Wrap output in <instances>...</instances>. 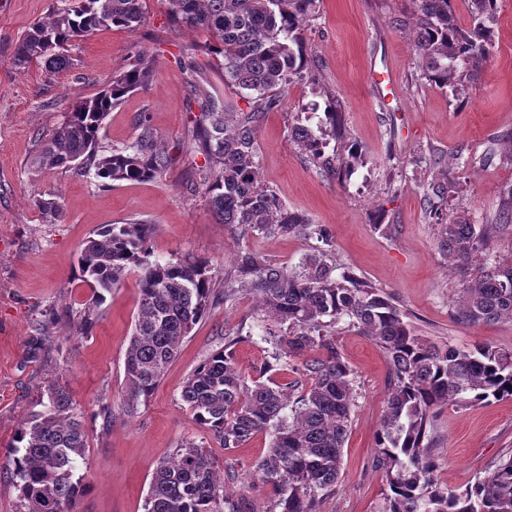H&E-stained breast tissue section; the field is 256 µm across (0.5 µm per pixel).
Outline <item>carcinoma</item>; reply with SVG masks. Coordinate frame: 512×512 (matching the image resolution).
Listing matches in <instances>:
<instances>
[{"label": "carcinoma", "instance_id": "cac0c4a2", "mask_svg": "<svg viewBox=\"0 0 512 512\" xmlns=\"http://www.w3.org/2000/svg\"><path fill=\"white\" fill-rule=\"evenodd\" d=\"M413 49L425 77L439 88L458 92L474 80L495 41L498 0H465L472 24L458 25L451 0H412ZM319 0H167L174 29H202L215 44L191 46L198 53L224 57V82L246 91L248 110L206 87L194 88L200 118L190 150L204 156L198 167L208 206L220 223L242 232L292 237L317 234L303 212L290 210L261 180L257 133L267 112L285 99L288 85L303 76L308 61L303 31ZM146 22V0H65L47 19L18 41L14 62L41 63L56 73L70 65L68 46L103 29L137 30ZM154 57L136 54L112 74L93 98L75 101L60 125L31 160L36 169L64 167L91 175L98 185L162 177L173 158L143 115L136 118V140L109 153L99 143L103 121L131 91L149 81ZM329 130L291 128V140L323 170L351 174L361 157L351 149L338 164L325 155L327 137L342 133L336 110ZM45 224L64 213L62 197H33ZM512 226V195L495 222L471 224L462 215L439 223V249L459 275L456 317L467 324L512 321V261L491 260L490 244ZM151 225L142 221L107 224L87 238L77 257L83 281L103 301L132 268L138 310L124 360V405L134 413L162 381L185 337L209 307L241 289L258 299L255 318H271L285 330L268 329L274 359L302 360L310 379L299 396L288 385L248 382L237 368L231 339L213 351L186 378L181 400L200 425L223 444L239 448L257 434L270 437L256 473L280 512H321L339 482L354 401L352 370L336 345L333 328L344 317L371 337L388 363L386 410L375 436V465L385 473L389 493L381 512H512V455L463 490L442 486L436 477L428 429L438 407L512 398V351L490 345L440 349L415 328L382 292L336 266L319 250L289 270L256 252L241 256L224 276V292L211 288L209 263L188 257L161 263L149 259ZM43 410L23 423L12 446L11 476L25 512H74L84 491L76 475L85 458L87 434L66 390L48 383ZM261 512L246 498H228L210 454L185 442L152 473L145 512Z\"/></svg>", "mask_w": 512, "mask_h": 512}]
</instances>
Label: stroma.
<instances>
[{"mask_svg":"<svg viewBox=\"0 0 512 512\" xmlns=\"http://www.w3.org/2000/svg\"><path fill=\"white\" fill-rule=\"evenodd\" d=\"M63 0H0V512H24L8 463L21 423L39 411L47 385L65 384L81 410L88 448L79 467L88 491L75 512H144L154 467L186 441L211 453L230 496L245 495L270 506V491L255 474L269 438L224 449L196 423L180 399L187 376L228 336L238 337L236 361L248 380L292 383L309 379L298 361L270 364L272 347L261 340L252 318V295L238 293L213 305L193 326L162 382L136 413L124 407V359L137 314V271L97 301L83 282L76 256L83 242L105 224L147 220L152 259L185 257L211 261L212 281L249 252L292 269L326 248L338 271L350 272L381 290L407 316L419 336L440 347L489 344L512 351V322L466 325L455 316L451 295L458 282L438 247L437 224L426 196L448 181V213L487 224L512 194V161L482 164V155L512 135V0H499V36L464 100L424 77L408 35L411 0H320L304 32L313 78L294 80L284 104L269 112L257 135L264 186L289 209L326 228L317 237L242 235L219 223L208 207L196 170L202 157L187 153L199 109L194 86L236 98L224 82L222 56L193 54L206 34L168 24L166 0H147V20L130 33L99 31L73 41L72 65L49 74L43 65L17 66L19 38ZM155 58L146 88L128 94L100 130L103 147L133 142V118L146 113L175 161L152 181H121L99 188L96 179L56 168L35 172L30 158L79 98L99 94L112 73L136 50ZM391 71L394 91L374 84L371 71ZM334 103L347 129L330 140L327 154L346 158L351 144L362 156L347 181L319 170L290 139L292 125L328 126ZM37 194H57L65 218L42 223ZM96 324L79 330L84 313ZM42 350L30 358L33 338ZM335 339L353 371L354 401L344 449L342 479L321 512H380L388 490L374 462L375 434L386 406V359L368 336L348 321ZM110 419H103V411ZM437 478L465 487L512 453V398L459 407L441 406L432 434Z\"/></svg>","mask_w":512,"mask_h":512,"instance_id":"stroma-1","label":"stroma"}]
</instances>
